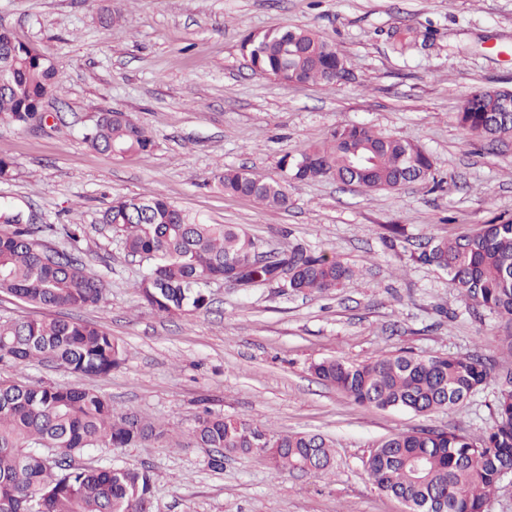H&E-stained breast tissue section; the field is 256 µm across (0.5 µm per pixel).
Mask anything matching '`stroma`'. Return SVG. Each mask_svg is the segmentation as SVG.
I'll list each match as a JSON object with an SVG mask.
<instances>
[{"label": "stroma", "instance_id": "stroma-1", "mask_svg": "<svg viewBox=\"0 0 512 512\" xmlns=\"http://www.w3.org/2000/svg\"><path fill=\"white\" fill-rule=\"evenodd\" d=\"M279 25L341 50L351 80L295 85L255 74L241 41ZM0 26L49 56L64 86L43 126L0 127V149L16 163L0 180V203L38 225H82L78 241L44 238L104 280L99 305L76 315L125 349L104 376L30 362L0 365V381L90 388L115 414L136 411L169 432L77 452L76 465L151 468L154 512H405L368 476L380 441L420 428L477 438L493 426L494 383L417 415L359 405L312 367L401 351L499 358L495 316L472 314L447 275L414 255L427 239L512 218V145L484 147L454 119L472 91L512 88V0H0ZM108 108L129 113L155 150L121 159L88 147L84 126ZM339 123L420 145L433 180L370 193L331 178L292 181L284 210L218 186L227 168L281 177L284 157L322 144ZM121 196H162L207 223L240 225L260 254L299 245L355 274L308 296L214 282L208 309L162 316L140 296V263L100 222ZM206 412L324 435L333 464L281 472L253 455L211 468L209 449L191 437Z\"/></svg>", "mask_w": 512, "mask_h": 512}]
</instances>
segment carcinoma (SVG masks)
Returning a JSON list of instances; mask_svg holds the SVG:
<instances>
[{"label":"carcinoma","mask_w":512,"mask_h":512,"mask_svg":"<svg viewBox=\"0 0 512 512\" xmlns=\"http://www.w3.org/2000/svg\"><path fill=\"white\" fill-rule=\"evenodd\" d=\"M252 71L284 82L330 86L350 74L345 57L309 29L280 26L250 34L241 44ZM63 89L52 61L0 27V126L31 127L44 101ZM501 92L468 95L457 124L494 147L512 141V112ZM92 149L124 158L154 150L153 137L125 113H98L82 133ZM433 162L419 145L363 125L338 123L320 146L284 159L285 179L226 169L218 183L227 195L273 209L288 208L287 183L324 177L354 179L366 192L423 182ZM0 294L48 308L98 305L104 280L77 256L34 238L38 229L20 213L0 208ZM101 223L121 233L128 254L146 262L139 284L144 303L165 315L190 316L206 308V287L224 274L251 283L282 282L293 293L322 294L353 274L334 256L294 247L258 258L255 242L235 224H206L163 197L112 201ZM417 261L448 275L472 309L494 314L497 337L512 358V218L471 233L420 244ZM124 360L112 335L94 323L58 317L0 322V363L48 362L83 376L107 375ZM315 375L354 402L426 415L461 404L498 382L495 424L472 438L424 428L382 440L367 470L383 493L411 512H489L505 475L512 473V370L495 372L480 354L422 358L409 353L370 362L326 359ZM162 425L136 413L114 415L111 403L80 387L0 382V512H151L153 473L147 468L98 469L72 463L85 448H127L162 436ZM192 436L224 456L261 454L279 470L319 473L333 460L321 434L271 435L246 419L198 418Z\"/></svg>","instance_id":"carcinoma-1"}]
</instances>
